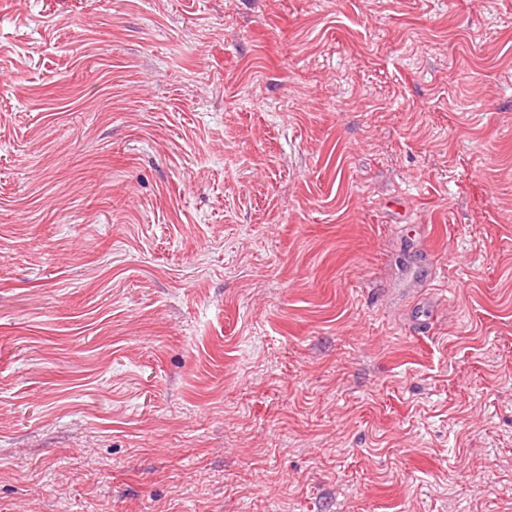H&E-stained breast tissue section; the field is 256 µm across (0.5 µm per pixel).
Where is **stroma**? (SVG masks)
<instances>
[{"label":"stroma","instance_id":"1","mask_svg":"<svg viewBox=\"0 0 512 512\" xmlns=\"http://www.w3.org/2000/svg\"><path fill=\"white\" fill-rule=\"evenodd\" d=\"M0 512H512V0H0Z\"/></svg>","mask_w":512,"mask_h":512}]
</instances>
